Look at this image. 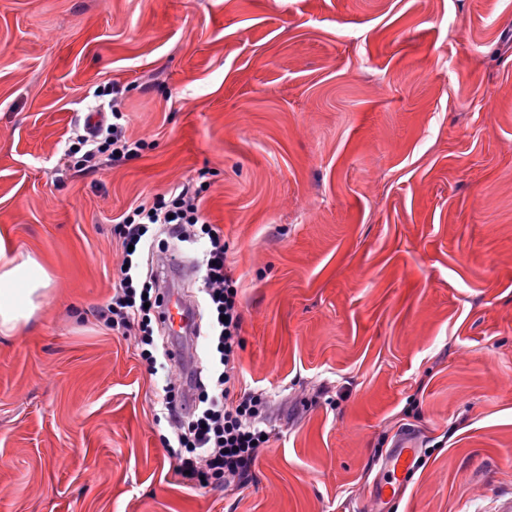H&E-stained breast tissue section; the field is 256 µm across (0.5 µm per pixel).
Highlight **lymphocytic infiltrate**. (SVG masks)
I'll return each mask as SVG.
<instances>
[{"label":"lymphocytic infiltrate","mask_w":512,"mask_h":512,"mask_svg":"<svg viewBox=\"0 0 512 512\" xmlns=\"http://www.w3.org/2000/svg\"><path fill=\"white\" fill-rule=\"evenodd\" d=\"M112 106L111 124L76 141L85 170H95L100 155H110L112 163L118 165L139 157L146 147L145 140L127 136L120 98H113ZM161 224L178 241L204 245L198 292L209 314V377L200 383L195 407L186 415L181 414L175 393L177 373L171 356L156 341L158 281L142 279L137 260L139 252L152 249L153 229ZM117 232L128 250L117 266L112 298L100 317L111 329L133 331L139 357L149 368L157 367L164 373V395L157 414L171 426L164 446L175 462L174 470L193 481L212 478L228 486L243 485L266 446V398L258 392L235 391L240 373L242 313L239 289L227 272L224 233L203 219L200 193L186 185L174 186L152 201L132 207L119 222Z\"/></svg>","instance_id":"1"}]
</instances>
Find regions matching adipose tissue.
Listing matches in <instances>:
<instances>
[{"instance_id": "adipose-tissue-1", "label": "adipose tissue", "mask_w": 512, "mask_h": 512, "mask_svg": "<svg viewBox=\"0 0 512 512\" xmlns=\"http://www.w3.org/2000/svg\"><path fill=\"white\" fill-rule=\"evenodd\" d=\"M52 284L35 258L6 257L0 252V334L12 335L41 310Z\"/></svg>"}]
</instances>
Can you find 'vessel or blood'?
I'll list each match as a JSON object with an SVG mask.
<instances>
[{
    "mask_svg": "<svg viewBox=\"0 0 512 512\" xmlns=\"http://www.w3.org/2000/svg\"><path fill=\"white\" fill-rule=\"evenodd\" d=\"M165 277L160 281L163 301L159 310L161 323L174 342L170 348L172 358L182 375H189L193 369L191 356L197 348L194 324L196 315L188 301L174 287L180 272L165 268ZM418 451L406 445L399 446L386 455L382 463L383 482L381 494L392 496L405 484L413 468Z\"/></svg>",
    "mask_w": 512,
    "mask_h": 512,
    "instance_id": "b4317fda",
    "label": "vessel or blood"
}]
</instances>
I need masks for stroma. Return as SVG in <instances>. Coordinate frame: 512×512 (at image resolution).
<instances>
[{
    "mask_svg": "<svg viewBox=\"0 0 512 512\" xmlns=\"http://www.w3.org/2000/svg\"><path fill=\"white\" fill-rule=\"evenodd\" d=\"M111 87L151 147L87 171ZM181 183L271 400L228 490L175 474L99 317L122 215ZM0 236L54 275L0 335V512H512V0H0ZM417 454L418 448H411L402 444L386 455L382 463L381 496H393L405 484L407 475L414 466Z\"/></svg>",
    "mask_w": 512,
    "mask_h": 512,
    "instance_id": "stroma-1",
    "label": "stroma"
}]
</instances>
